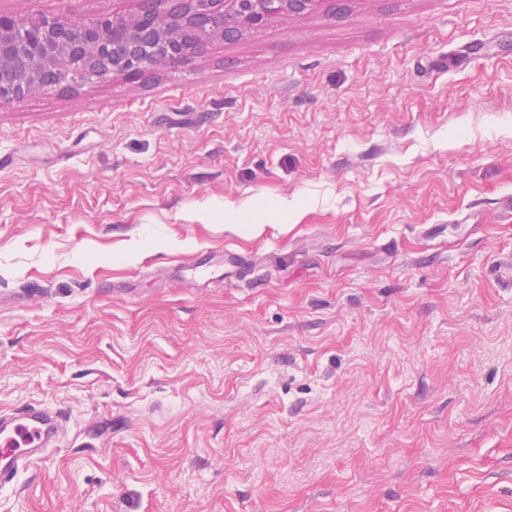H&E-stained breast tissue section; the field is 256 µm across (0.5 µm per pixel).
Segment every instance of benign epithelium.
Returning <instances> with one entry per match:
<instances>
[{
    "mask_svg": "<svg viewBox=\"0 0 512 512\" xmlns=\"http://www.w3.org/2000/svg\"><path fill=\"white\" fill-rule=\"evenodd\" d=\"M319 0H146L133 15L23 21L0 13V102L113 73L186 65L217 37L257 32Z\"/></svg>",
    "mask_w": 512,
    "mask_h": 512,
    "instance_id": "1",
    "label": "benign epithelium"
}]
</instances>
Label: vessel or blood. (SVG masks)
I'll list each match as a JSON object with an SVG mask.
<instances>
[{"instance_id":"1","label":"vessel or blood","mask_w":512,"mask_h":512,"mask_svg":"<svg viewBox=\"0 0 512 512\" xmlns=\"http://www.w3.org/2000/svg\"><path fill=\"white\" fill-rule=\"evenodd\" d=\"M252 267L251 256L231 249L189 260L182 267L183 277L196 288L215 282L238 280ZM67 415L60 409L21 406L0 413V488L13 487L19 472L44 457L63 441Z\"/></svg>"}]
</instances>
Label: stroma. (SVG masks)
Returning a JSON list of instances; mask_svg holds the SVG:
<instances>
[{
	"label": "stroma",
	"instance_id": "obj_1",
	"mask_svg": "<svg viewBox=\"0 0 512 512\" xmlns=\"http://www.w3.org/2000/svg\"><path fill=\"white\" fill-rule=\"evenodd\" d=\"M0 157V412L70 429L0 512H512V0H320L0 103ZM252 260V256L225 248L222 252L207 254L206 258L189 260L181 269V277L195 288H206L214 282L240 280L248 275Z\"/></svg>",
	"mask_w": 512,
	"mask_h": 512
}]
</instances>
